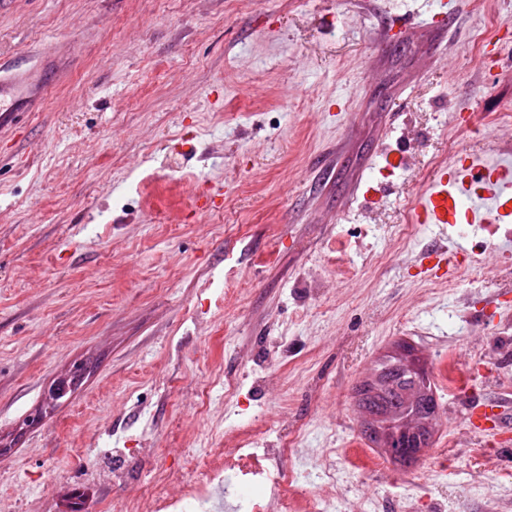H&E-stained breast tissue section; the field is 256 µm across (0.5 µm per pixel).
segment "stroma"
<instances>
[{
    "instance_id": "35a3bbf8",
    "label": "stroma",
    "mask_w": 512,
    "mask_h": 512,
    "mask_svg": "<svg viewBox=\"0 0 512 512\" xmlns=\"http://www.w3.org/2000/svg\"><path fill=\"white\" fill-rule=\"evenodd\" d=\"M404 2L0 0L6 75L46 82L40 111L0 133V512H63L75 490L114 512L162 484L145 449L179 468L283 412L303 458L378 461L341 467L343 496L373 512H512V432L467 422L512 397V240L493 273L446 287L415 265L447 242L435 227L370 271L447 154L450 114L473 115L457 136L485 153L487 116L512 113V0H459L445 27L404 21ZM490 17L501 52L477 69ZM398 148L416 170L364 202ZM403 342L429 375L450 351L476 371L466 397L435 390L409 468L362 436L353 398ZM267 366L270 389L254 382Z\"/></svg>"
}]
</instances>
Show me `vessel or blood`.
I'll use <instances>...</instances> for the list:
<instances>
[{
  "instance_id": "1",
  "label": "vessel or blood",
  "mask_w": 512,
  "mask_h": 512,
  "mask_svg": "<svg viewBox=\"0 0 512 512\" xmlns=\"http://www.w3.org/2000/svg\"><path fill=\"white\" fill-rule=\"evenodd\" d=\"M43 94L38 76L0 78V129L16 126L18 119ZM415 217L420 224L456 227L469 225L471 231L488 233L498 224L512 220V145L501 144L496 156L488 158L462 149L457 159L437 173L428 190L415 202ZM432 265L426 272L431 279L450 275L460 260L469 254L468 244L457 237L429 249ZM512 399L491 398L484 411L471 412V428H503Z\"/></svg>"
}]
</instances>
